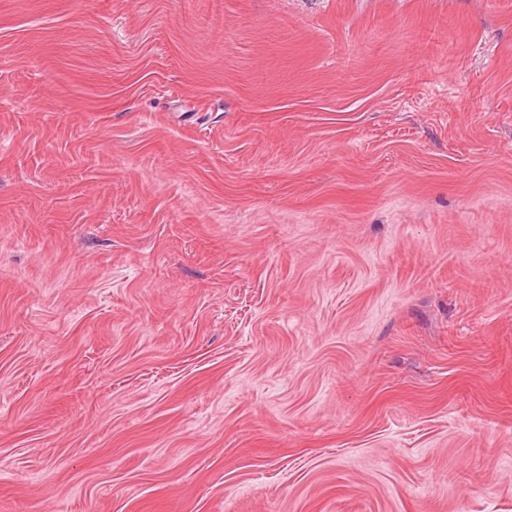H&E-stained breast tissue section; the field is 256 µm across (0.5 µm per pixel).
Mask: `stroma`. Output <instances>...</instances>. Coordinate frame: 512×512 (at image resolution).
<instances>
[{
	"mask_svg": "<svg viewBox=\"0 0 512 512\" xmlns=\"http://www.w3.org/2000/svg\"><path fill=\"white\" fill-rule=\"evenodd\" d=\"M0 512H512V0H0Z\"/></svg>",
	"mask_w": 512,
	"mask_h": 512,
	"instance_id": "1",
	"label": "stroma"
}]
</instances>
